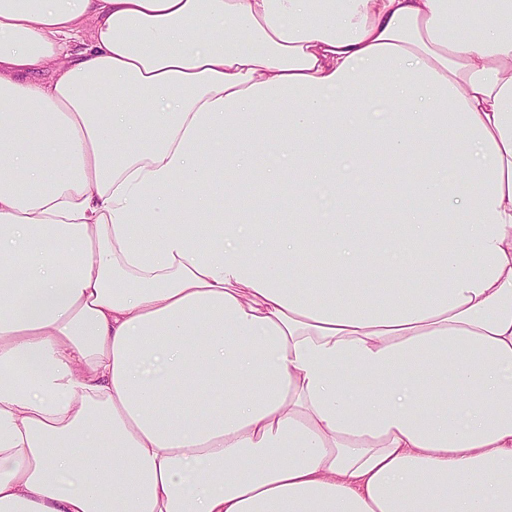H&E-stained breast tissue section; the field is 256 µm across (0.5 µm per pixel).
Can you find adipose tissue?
<instances>
[{
	"mask_svg": "<svg viewBox=\"0 0 512 512\" xmlns=\"http://www.w3.org/2000/svg\"><path fill=\"white\" fill-rule=\"evenodd\" d=\"M0 512H512V0H0Z\"/></svg>",
	"mask_w": 512,
	"mask_h": 512,
	"instance_id": "obj_1",
	"label": "adipose tissue"
}]
</instances>
